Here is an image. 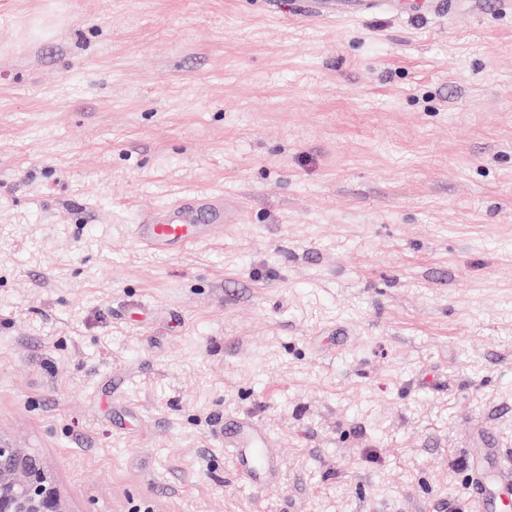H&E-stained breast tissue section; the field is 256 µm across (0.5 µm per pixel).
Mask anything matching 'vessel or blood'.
Instances as JSON below:
<instances>
[{
	"instance_id": "1",
	"label": "vessel or blood",
	"mask_w": 512,
	"mask_h": 512,
	"mask_svg": "<svg viewBox=\"0 0 512 512\" xmlns=\"http://www.w3.org/2000/svg\"><path fill=\"white\" fill-rule=\"evenodd\" d=\"M475 0H304V11L313 18H353L384 9L396 14H436L471 9ZM221 201L206 195L182 199L174 208L145 216L133 225L132 237L140 245L159 252L178 253L208 243L224 229ZM221 442L235 469L253 485H264L278 470L270 440L254 419L225 420ZM470 490L474 512H512V460L500 457L491 435L475 448L470 466Z\"/></svg>"
}]
</instances>
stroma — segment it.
I'll return each mask as SVG.
<instances>
[{
    "instance_id": "obj_1",
    "label": "stroma",
    "mask_w": 512,
    "mask_h": 512,
    "mask_svg": "<svg viewBox=\"0 0 512 512\" xmlns=\"http://www.w3.org/2000/svg\"><path fill=\"white\" fill-rule=\"evenodd\" d=\"M193 193L222 235L134 242ZM486 432L512 458V6L0 0V433L72 512H474ZM476 0H304V11L313 18H353L378 9L396 14L444 15L472 9ZM221 445L235 469L252 485H264L279 469L277 457L262 425L252 418L227 419L220 427Z\"/></svg>"
}]
</instances>
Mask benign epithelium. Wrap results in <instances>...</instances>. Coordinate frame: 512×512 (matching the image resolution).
Instances as JSON below:
<instances>
[{"label": "benign epithelium", "instance_id": "obj_1", "mask_svg": "<svg viewBox=\"0 0 512 512\" xmlns=\"http://www.w3.org/2000/svg\"><path fill=\"white\" fill-rule=\"evenodd\" d=\"M0 512H70L41 459L0 434Z\"/></svg>", "mask_w": 512, "mask_h": 512}]
</instances>
